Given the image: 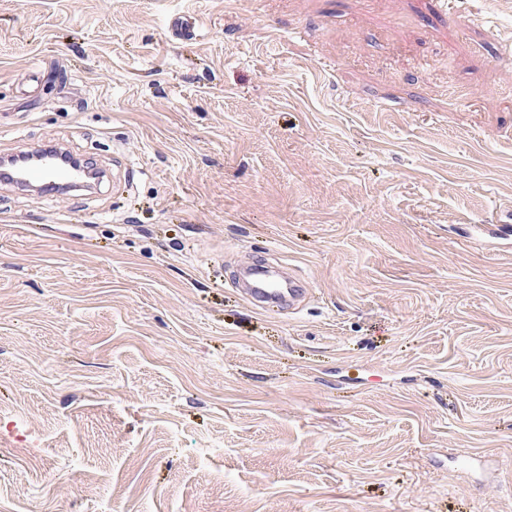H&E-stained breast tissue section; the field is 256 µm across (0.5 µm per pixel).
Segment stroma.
I'll return each mask as SVG.
<instances>
[{"instance_id":"stroma-1","label":"stroma","mask_w":512,"mask_h":512,"mask_svg":"<svg viewBox=\"0 0 512 512\" xmlns=\"http://www.w3.org/2000/svg\"><path fill=\"white\" fill-rule=\"evenodd\" d=\"M32 141L106 178L0 183V512H512V0H0ZM275 271L268 267H255L243 274V285L240 289L245 300L252 306L268 310L276 307L278 311L296 309L309 294L304 288L302 279L295 271L288 273L283 288H270V279ZM288 297V304H287Z\"/></svg>"}]
</instances>
